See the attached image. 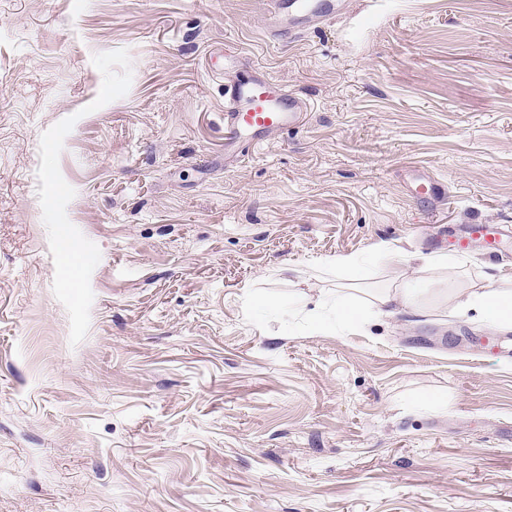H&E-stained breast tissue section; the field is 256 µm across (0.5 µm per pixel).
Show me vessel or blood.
I'll list each match as a JSON object with an SVG mask.
<instances>
[{"mask_svg":"<svg viewBox=\"0 0 512 512\" xmlns=\"http://www.w3.org/2000/svg\"><path fill=\"white\" fill-rule=\"evenodd\" d=\"M346 9L344 0H266V31L273 41L297 38L306 28L334 19ZM310 106L279 80L263 72L224 89V133L232 144L259 146L272 136L303 126ZM408 195L417 201L437 203L448 195L446 185L433 176L411 172ZM507 231L498 224H469L463 235L451 237L452 249L466 250L481 242L488 254H496Z\"/></svg>","mask_w":512,"mask_h":512,"instance_id":"b4317fda","label":"vessel or blood"}]
</instances>
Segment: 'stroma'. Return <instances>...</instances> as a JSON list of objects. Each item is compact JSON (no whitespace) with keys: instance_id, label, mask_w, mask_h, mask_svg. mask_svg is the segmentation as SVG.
<instances>
[{"instance_id":"obj_1","label":"stroma","mask_w":512,"mask_h":512,"mask_svg":"<svg viewBox=\"0 0 512 512\" xmlns=\"http://www.w3.org/2000/svg\"><path fill=\"white\" fill-rule=\"evenodd\" d=\"M258 69L313 110L225 160ZM451 224L512 225V0H348L280 44L264 0H0V512H512V331L452 309L512 288V240L323 323L396 283L375 243ZM408 195L421 202L437 203L446 200L448 187L433 176L412 171L406 184ZM408 282L402 288H388L377 294L369 305L348 298L340 292L322 296L325 306L336 310V318L345 325H355L361 322L368 312L383 315H397L417 312L415 299L417 292L407 288Z\"/></svg>"}]
</instances>
